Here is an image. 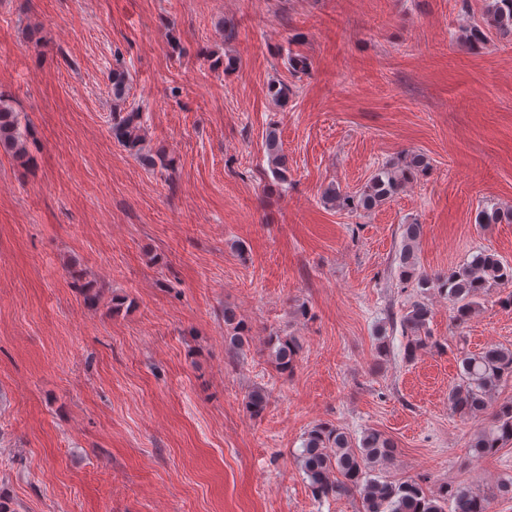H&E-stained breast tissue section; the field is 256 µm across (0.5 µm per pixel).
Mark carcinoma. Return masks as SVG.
<instances>
[{"label":"carcinoma","instance_id":"1","mask_svg":"<svg viewBox=\"0 0 512 512\" xmlns=\"http://www.w3.org/2000/svg\"><path fill=\"white\" fill-rule=\"evenodd\" d=\"M486 19L499 33L512 34V0H488ZM111 84L113 101H125L128 90L125 72L112 70ZM143 120L139 109H130L112 123V139L143 166L165 168L164 157H156L143 147ZM265 148L272 176L277 181L286 180L288 161L277 129L272 127L266 132ZM0 150L19 159L26 155L16 113L2 95ZM427 169L426 159L412 153L401 161L383 165L366 188L355 196L341 194L333 185L325 189L324 195L328 201L346 208L371 210L394 197L405 183ZM476 223L511 224L512 209H484L478 213ZM422 231L420 224L402 226L398 257L399 279L416 293V300L399 319L404 340L403 357L407 361L414 360L422 351L445 347L429 329L430 309L425 302L428 294L436 291L446 296L452 304L453 320L460 326L467 323L490 291L512 283V265L485 251L470 262L443 272L429 274L423 271L416 255ZM224 325L228 329L225 341L233 349H241L247 332L245 324L234 311L226 308ZM268 346L275 367L283 373L293 371L299 352L297 341L275 334L269 336ZM460 362L459 381L449 390L448 400L466 417L490 413L491 428L475 433L469 444L473 456H489L512 444V401L498 403L495 400L500 387L512 380V349L490 346L478 353L464 354ZM268 402V393L262 388H254L247 395V408L253 416L260 415ZM394 453L393 441L378 430L367 429L357 438L344 427L321 422L307 432L299 463L315 499L355 492L361 499L362 512H490L492 499H512V480L498 484L492 494L465 484L445 483L431 490L417 479L390 480L379 472V468L391 461Z\"/></svg>","mask_w":512,"mask_h":512}]
</instances>
